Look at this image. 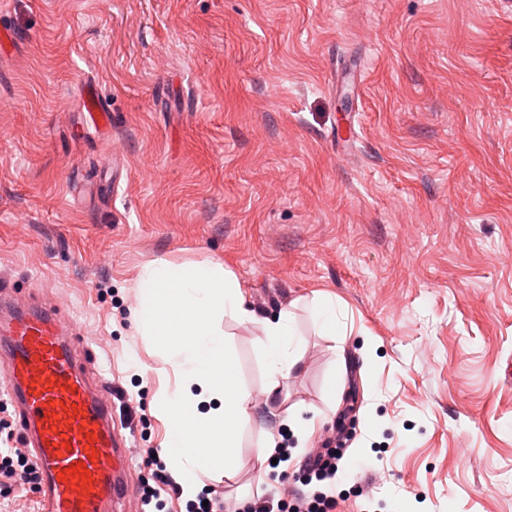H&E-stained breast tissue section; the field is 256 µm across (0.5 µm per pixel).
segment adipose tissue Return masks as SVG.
<instances>
[{
	"instance_id": "1",
	"label": "adipose tissue",
	"mask_w": 512,
	"mask_h": 512,
	"mask_svg": "<svg viewBox=\"0 0 512 512\" xmlns=\"http://www.w3.org/2000/svg\"><path fill=\"white\" fill-rule=\"evenodd\" d=\"M138 288L137 332L168 337L164 358L183 378L162 402L169 432L161 453L182 463L184 488L193 497L200 490L196 470L220 468L228 477L236 473L239 427L255 407L235 368L223 318L257 325L255 346L265 365L269 394L301 362L294 321L285 310L257 316L246 306L236 275L218 261L151 262L143 266Z\"/></svg>"
}]
</instances>
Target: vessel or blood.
Wrapping results in <instances>:
<instances>
[{"instance_id":"vessel-or-blood-1","label":"vessel or blood","mask_w":512,"mask_h":512,"mask_svg":"<svg viewBox=\"0 0 512 512\" xmlns=\"http://www.w3.org/2000/svg\"><path fill=\"white\" fill-rule=\"evenodd\" d=\"M87 126L112 121L93 87L82 98ZM0 383L17 406L26 442L42 476L45 512H119L127 501L125 444L115 433L112 399L91 378L60 307H31L0 280ZM87 467L89 480L70 473Z\"/></svg>"}]
</instances>
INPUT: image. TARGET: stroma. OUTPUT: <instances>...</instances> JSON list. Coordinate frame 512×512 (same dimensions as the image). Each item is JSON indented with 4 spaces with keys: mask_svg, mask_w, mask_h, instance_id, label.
<instances>
[{
    "mask_svg": "<svg viewBox=\"0 0 512 512\" xmlns=\"http://www.w3.org/2000/svg\"><path fill=\"white\" fill-rule=\"evenodd\" d=\"M2 26L0 277L93 341L128 448H160L181 384L135 331L138 274L215 257L257 314L294 310L274 403L314 421L307 448L358 394L336 512H512V0H0ZM223 327L264 405L256 327ZM268 431L202 483L236 498ZM83 118L88 127L98 130L103 125L110 124L112 114L102 96L93 87L87 86L82 98ZM312 303L315 326H317L325 336L335 335L336 301L328 296L315 293Z\"/></svg>",
    "mask_w": 512,
    "mask_h": 512,
    "instance_id": "35a3bbf8",
    "label": "stroma"
}]
</instances>
